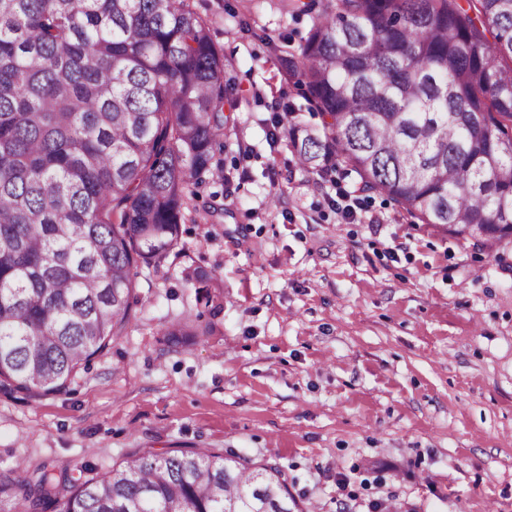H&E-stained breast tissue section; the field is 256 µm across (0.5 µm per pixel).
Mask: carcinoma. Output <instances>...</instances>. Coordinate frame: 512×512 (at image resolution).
<instances>
[{
    "instance_id": "obj_1",
    "label": "carcinoma",
    "mask_w": 512,
    "mask_h": 512,
    "mask_svg": "<svg viewBox=\"0 0 512 512\" xmlns=\"http://www.w3.org/2000/svg\"><path fill=\"white\" fill-rule=\"evenodd\" d=\"M281 4L312 18L281 56L321 116L283 123L299 165L340 162L455 237L511 238L512 0ZM225 96L187 0H0V390L63 393L126 328L139 268L177 246L189 187L221 173ZM197 301L219 313L224 291ZM15 473L0 512H309L279 467L211 448L139 451L84 481Z\"/></svg>"
}]
</instances>
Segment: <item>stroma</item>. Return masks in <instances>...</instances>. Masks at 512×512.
Instances as JSON below:
<instances>
[{"mask_svg":"<svg viewBox=\"0 0 512 512\" xmlns=\"http://www.w3.org/2000/svg\"><path fill=\"white\" fill-rule=\"evenodd\" d=\"M190 5L224 56V175L191 186L179 245L69 391H0V471L92 478L143 448L231 449L282 467L317 512H512V241L483 249L343 168L302 170L275 121L320 122L280 63L310 17ZM187 269L223 286L218 317ZM197 314L218 331L165 342Z\"/></svg>","mask_w":512,"mask_h":512,"instance_id":"35a3bbf8","label":"stroma"}]
</instances>
